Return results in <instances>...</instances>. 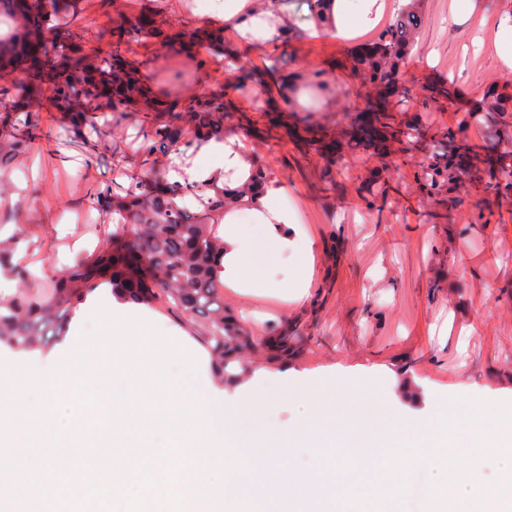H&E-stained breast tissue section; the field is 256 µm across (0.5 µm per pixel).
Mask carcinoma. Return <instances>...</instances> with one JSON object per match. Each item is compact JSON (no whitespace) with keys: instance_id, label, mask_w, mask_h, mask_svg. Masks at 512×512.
Wrapping results in <instances>:
<instances>
[{"instance_id":"obj_1","label":"carcinoma","mask_w":512,"mask_h":512,"mask_svg":"<svg viewBox=\"0 0 512 512\" xmlns=\"http://www.w3.org/2000/svg\"><path fill=\"white\" fill-rule=\"evenodd\" d=\"M418 0H410L386 32L358 56V66L383 83V93H391L400 66L411 51L420 26ZM76 0H0V72H13V81L23 84L24 96L35 99L49 93L54 105L71 114L75 137L88 145L89 154L97 142L85 131L98 128L101 118L100 90L108 89L112 110L144 97L152 112L185 113L189 132L171 124L156 125L147 135L143 165L154 177L126 185L92 187L89 200L112 216L116 230L105 246L90 257L78 259L55 281L52 293L39 292L48 277L18 265L11 272L21 284L13 298L0 297V342L16 350L46 347L64 336L74 310L100 285L111 286L122 303H157L190 319L204 323L203 340L215 373L236 379L234 369L247 370L244 351L259 342L273 359L288 358V336L277 325L269 335L254 340L224 312V238L219 225L224 213L239 205V198L252 195L268 184L265 169L256 166L241 184H217L209 178L189 179L174 166L179 178L154 172L159 156L183 155L190 148L212 140L224 141V100L213 95H189L177 101H159L144 96L145 83L137 71L117 68L113 57L132 39L150 40L160 34L154 22L140 16L125 18L112 27L115 49L111 53L86 54L75 44ZM182 47L206 45L224 49V35L210 27L168 36ZM37 41L45 44L43 64L28 70L27 61ZM18 97L0 87V128L12 130V141H0V167L8 165L32 137L37 126L33 115L20 112ZM459 171L444 150L434 153L422 167V187L431 191L452 187Z\"/></svg>"}]
</instances>
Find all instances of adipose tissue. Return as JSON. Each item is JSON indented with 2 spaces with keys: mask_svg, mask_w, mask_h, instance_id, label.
I'll return each instance as SVG.
<instances>
[{
  "mask_svg": "<svg viewBox=\"0 0 512 512\" xmlns=\"http://www.w3.org/2000/svg\"><path fill=\"white\" fill-rule=\"evenodd\" d=\"M259 203L252 212L253 224L237 223L232 213L224 217V275L242 288L260 286L258 270L275 263L289 247L275 232L276 225L288 222V215L270 195L261 196Z\"/></svg>",
  "mask_w": 512,
  "mask_h": 512,
  "instance_id": "adipose-tissue-1",
  "label": "adipose tissue"
}]
</instances>
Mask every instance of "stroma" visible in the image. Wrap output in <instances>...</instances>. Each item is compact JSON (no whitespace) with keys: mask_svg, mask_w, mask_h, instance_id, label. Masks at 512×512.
Listing matches in <instances>:
<instances>
[{"mask_svg":"<svg viewBox=\"0 0 512 512\" xmlns=\"http://www.w3.org/2000/svg\"><path fill=\"white\" fill-rule=\"evenodd\" d=\"M386 3L375 24L349 38L312 33L302 0H288L298 34L283 43L243 40L217 0H80L79 31L86 48L105 53L118 17H152L162 38L130 42L127 65L162 100L223 95L225 139L239 143L246 165L269 171L276 203L291 217L292 246L259 270L264 288H225L224 309L253 336H265L273 323L287 329L292 353L283 365L255 347L249 373L266 374L273 389L282 369L315 378L338 367L374 384L388 411L411 421L435 399L455 407L484 389L512 395V191L489 188L499 152L512 150V70L492 43L496 25L512 17V0H476L474 12L458 18L451 0H421L422 25L398 80L409 92L404 99L382 97L354 65L401 8L399 0ZM204 25L223 31V51L190 53L167 40ZM230 54L252 74L246 86L228 75ZM288 74L300 85L323 77L329 89L285 105L279 86ZM489 94L509 106L492 136L470 117ZM377 101L392 124L416 122L421 139L378 149L362 142L374 121L367 105ZM30 109L42 134L0 174L12 184L0 198V228L23 230L14 262L45 265L59 277L115 229L90 207L87 190L144 177L148 125L174 116L113 113L98 129L102 146L91 159L73 137L69 113L46 97ZM442 143L467 148L468 163L455 191L432 194L419 174ZM61 226L66 235L58 234ZM305 230L313 241L308 258L297 244ZM303 273L308 297L288 300L286 289ZM149 314L199 369L210 370L198 324L159 305Z\"/></svg>","mask_w":512,"mask_h":512,"instance_id":"1","label":"stroma"}]
</instances>
